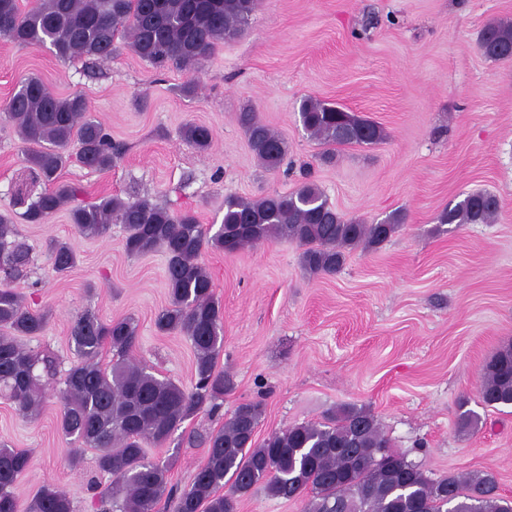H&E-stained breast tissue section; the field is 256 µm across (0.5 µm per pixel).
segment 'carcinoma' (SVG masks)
<instances>
[{
	"instance_id": "carcinoma-1",
	"label": "carcinoma",
	"mask_w": 512,
	"mask_h": 512,
	"mask_svg": "<svg viewBox=\"0 0 512 512\" xmlns=\"http://www.w3.org/2000/svg\"><path fill=\"white\" fill-rule=\"evenodd\" d=\"M2 2L8 9L0 10V39L46 47L64 62L86 65L130 50L163 71L194 66L220 43L236 39L260 0ZM479 44L486 58L511 62L512 20L486 25ZM299 115L310 138L327 146L318 155L324 164L334 162L333 146L373 145L383 139L375 122L312 97L301 100ZM6 116L28 145L26 160L35 179L45 185L22 213L29 224L48 221L78 195L79 188L60 181L68 163L64 149L72 140L80 145V163L94 171L111 170L125 152L83 95L60 97L36 76L21 82ZM237 122L260 166L279 169L288 155L287 141L251 105L239 110ZM179 135L200 151L208 150L215 138L211 127L195 122L184 124ZM301 177L290 193L224 196V217L215 232L192 212L173 211L147 198L125 201L108 195L70 210L71 224L84 236L102 237L111 224H122L128 255L165 254L169 302L155 326L163 334L185 336L194 353L195 383L187 390L130 360L138 341L133 319L103 322L90 312L74 319L70 340L80 362L70 368L60 389L58 428L80 443L72 450L71 466L80 463L82 449L91 448L100 472L112 477L97 493L99 512H154L163 499L169 512H237L239 500L258 490L300 500L303 512H512V499L498 493L492 472L433 478L422 465L391 450L375 416L355 405L341 406L321 422L290 424L259 443L256 431L264 405L260 400L243 402L220 429L199 436L206 461L182 490L170 487L171 462L148 460V450L167 443L185 421L202 411L219 414L224 395L233 388L230 377L216 369L224 347V309L201 263L206 250L235 252L263 241H285L302 249L300 265L306 274L334 275L351 251L378 248L402 224L394 213L376 224L347 219L312 180L311 168L302 169ZM499 207L496 195L472 192L442 212L439 223L490 224ZM17 236L16 225L0 217V392L28 418L41 407V374L55 373L56 358L23 348L22 338L42 335L47 314L25 307L12 287L26 278L31 262L29 247ZM47 251L56 273L64 275L75 265L66 242L52 239ZM105 348L112 353L108 367L98 361ZM479 397L486 407H512V345L486 364ZM480 424V416L460 402L458 432L469 434ZM29 465L27 452L0 443V512H74L69 496L51 484L20 505L13 488Z\"/></svg>"
}]
</instances>
